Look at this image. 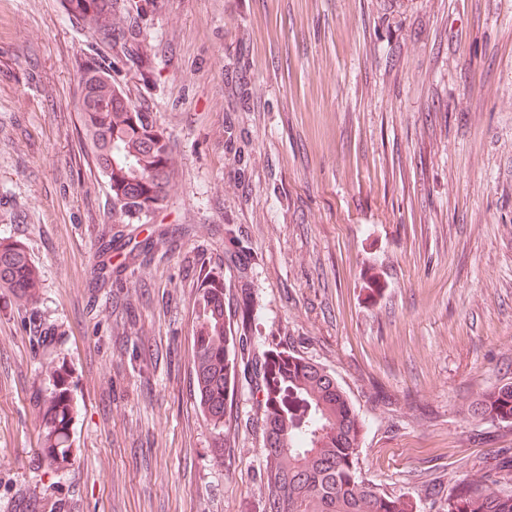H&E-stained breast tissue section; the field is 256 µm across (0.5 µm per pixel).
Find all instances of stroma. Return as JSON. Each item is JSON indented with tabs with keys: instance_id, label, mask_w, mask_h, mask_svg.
Listing matches in <instances>:
<instances>
[{
	"instance_id": "1",
	"label": "stroma",
	"mask_w": 512,
	"mask_h": 512,
	"mask_svg": "<svg viewBox=\"0 0 512 512\" xmlns=\"http://www.w3.org/2000/svg\"><path fill=\"white\" fill-rule=\"evenodd\" d=\"M129 2L111 24L143 63L115 80L168 138L147 224L113 213L84 138L91 31L0 0V233L38 276L0 289V512H260V396L243 377L222 427L203 415L192 267L247 353L334 373L380 491L443 512L512 464V427L468 412L512 380V0ZM58 407L60 408L58 412L53 417L54 422V432L60 443H64L67 439L66 430L69 422L71 421L73 414L75 413V408L72 406V402L68 399L59 398Z\"/></svg>"
}]
</instances>
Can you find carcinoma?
<instances>
[{"label":"carcinoma","mask_w":512,"mask_h":512,"mask_svg":"<svg viewBox=\"0 0 512 512\" xmlns=\"http://www.w3.org/2000/svg\"><path fill=\"white\" fill-rule=\"evenodd\" d=\"M123 0H64L66 13L87 24L94 40L117 48L121 59L140 65L138 31L115 32L106 19ZM115 63L94 48L84 61L80 118L99 170L112 193V211L127 224H147L165 202L167 142L154 113L135 104L112 83ZM35 273L26 251L0 237V288L24 293ZM202 311L193 335L199 402L209 420L224 419L238 368L251 371L262 395L260 425L267 460L262 512H417L410 497L388 494L359 472L364 422L335 375L302 356L267 349L254 367L245 346L227 335L224 289L203 277ZM53 417L60 442L75 408L59 399ZM473 414L512 426V381L478 395ZM512 480L504 469L492 479L470 473L462 490L448 498L447 512H512V492L498 488Z\"/></svg>","instance_id":"1"}]
</instances>
